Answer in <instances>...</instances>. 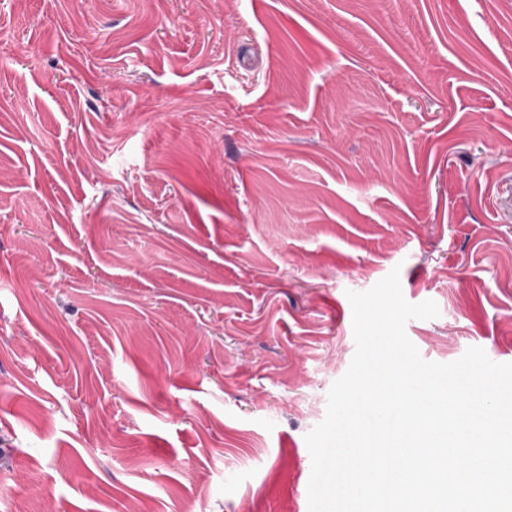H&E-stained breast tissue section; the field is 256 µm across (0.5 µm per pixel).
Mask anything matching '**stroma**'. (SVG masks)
Masks as SVG:
<instances>
[{"label":"stroma","mask_w":512,"mask_h":512,"mask_svg":"<svg viewBox=\"0 0 512 512\" xmlns=\"http://www.w3.org/2000/svg\"><path fill=\"white\" fill-rule=\"evenodd\" d=\"M395 268L512 363V0H0V512H308Z\"/></svg>","instance_id":"1"}]
</instances>
